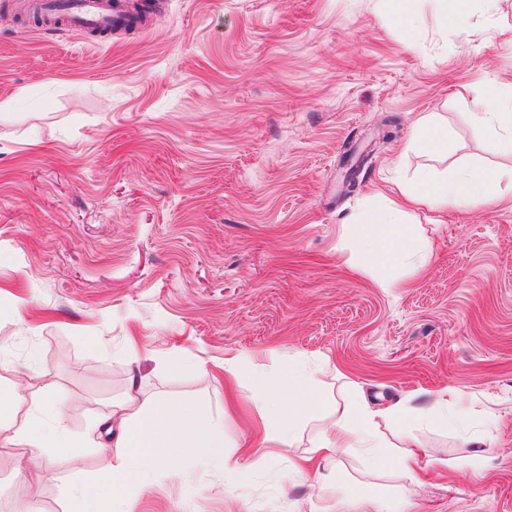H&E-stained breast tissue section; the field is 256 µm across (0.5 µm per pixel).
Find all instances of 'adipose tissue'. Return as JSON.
<instances>
[{"label": "adipose tissue", "mask_w": 512, "mask_h": 512, "mask_svg": "<svg viewBox=\"0 0 512 512\" xmlns=\"http://www.w3.org/2000/svg\"><path fill=\"white\" fill-rule=\"evenodd\" d=\"M471 119L497 139L503 150L512 153V99H494L482 111L472 113ZM505 184L512 186V167L498 169L490 176L434 183L425 192L404 189L398 201L387 208L361 212L358 222L365 231L361 247L386 272L380 287L393 284L388 270L403 260L424 258L431 252L430 244L415 239L404 225L409 206L425 203L439 212L484 207L502 200L501 187ZM212 375L223 381L228 404L237 401L242 383L250 384L267 435L283 447H294L297 441L298 413L318 415L321 427L310 450L290 461V473L295 477L320 472L326 462L354 451L371 465L389 464L410 483L420 484L427 472L447 469L448 461L427 452L412 438L407 425L414 420L428 419L463 431L468 442L476 446L485 442L482 434L470 431L474 413L453 387L435 391L430 408L422 411L408 398L386 406L374 405L360 391L341 404L329 401L322 395V380L302 368L278 378L261 371L245 377L233 356L214 366ZM110 419L106 431L112 436L114 463L106 475L70 492L68 512H116V502L141 482L143 463L159 453L170 461L192 456L218 469L230 468L224 453L223 426L187 404L158 398L147 406L131 391L113 404ZM4 432L12 441L47 448L58 456H76L85 446L84 439L64 425L61 401L46 397L28 400L13 389L0 391V434Z\"/></svg>", "instance_id": "obj_1"}]
</instances>
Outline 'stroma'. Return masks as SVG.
I'll list each match as a JSON object with an SVG mask.
<instances>
[{
	"instance_id": "35a3bbf8",
	"label": "stroma",
	"mask_w": 512,
	"mask_h": 512,
	"mask_svg": "<svg viewBox=\"0 0 512 512\" xmlns=\"http://www.w3.org/2000/svg\"><path fill=\"white\" fill-rule=\"evenodd\" d=\"M16 2L0 0V383L64 400L82 434L136 379L142 401L223 419L224 451L245 473L187 458L173 476L161 462L121 512H336L323 490L335 474L347 512H512V190L486 208L410 211L433 257L398 267L390 288L346 222L420 172L512 166L470 119L512 95V0H497L500 35L482 27V0H447L471 11L467 37L435 0H409L423 17L411 29L394 0H154L153 28L120 39L43 32ZM427 113L448 129L447 155L403 153ZM233 355L246 373L325 369L339 402L360 390L426 408L454 387L498 422L478 450L412 422L448 461L423 487L354 453L293 479L250 386L224 409L208 371ZM28 453L0 435V512L28 477L38 512H65L74 486L112 466L106 448L39 452L24 477Z\"/></svg>"
}]
</instances>
